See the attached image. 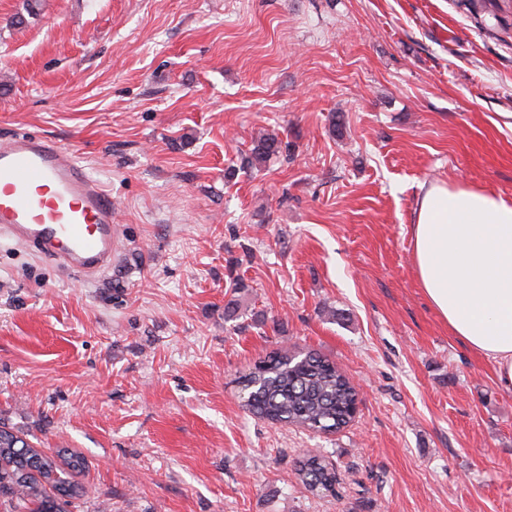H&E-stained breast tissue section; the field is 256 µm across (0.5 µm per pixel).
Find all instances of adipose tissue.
I'll list each match as a JSON object with an SVG mask.
<instances>
[{
	"instance_id": "adipose-tissue-1",
	"label": "adipose tissue",
	"mask_w": 512,
	"mask_h": 512,
	"mask_svg": "<svg viewBox=\"0 0 512 512\" xmlns=\"http://www.w3.org/2000/svg\"><path fill=\"white\" fill-rule=\"evenodd\" d=\"M419 285L449 333L512 392V200L483 188L422 186L412 226Z\"/></svg>"
}]
</instances>
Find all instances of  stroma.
Segmentation results:
<instances>
[{
  "instance_id": "stroma-1",
  "label": "stroma",
  "mask_w": 512,
  "mask_h": 512,
  "mask_svg": "<svg viewBox=\"0 0 512 512\" xmlns=\"http://www.w3.org/2000/svg\"><path fill=\"white\" fill-rule=\"evenodd\" d=\"M0 0V136L116 201L80 282L0 238V422L85 459L67 512H512V393L431 308L422 184L512 199V35L456 0ZM287 150L242 172L255 137ZM237 167L232 179L227 168ZM315 350L359 391L270 426L237 377ZM334 492L296 477L304 453ZM297 475L313 493L330 491L336 484V473L319 455L306 454L298 461Z\"/></svg>"
}]
</instances>
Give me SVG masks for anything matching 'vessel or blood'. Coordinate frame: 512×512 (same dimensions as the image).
<instances>
[{
  "label": "vessel or blood",
  "mask_w": 512,
  "mask_h": 512,
  "mask_svg": "<svg viewBox=\"0 0 512 512\" xmlns=\"http://www.w3.org/2000/svg\"><path fill=\"white\" fill-rule=\"evenodd\" d=\"M112 192L75 154L50 139L0 138V235L88 278L117 247Z\"/></svg>",
  "instance_id": "vessel-or-blood-1"
}]
</instances>
